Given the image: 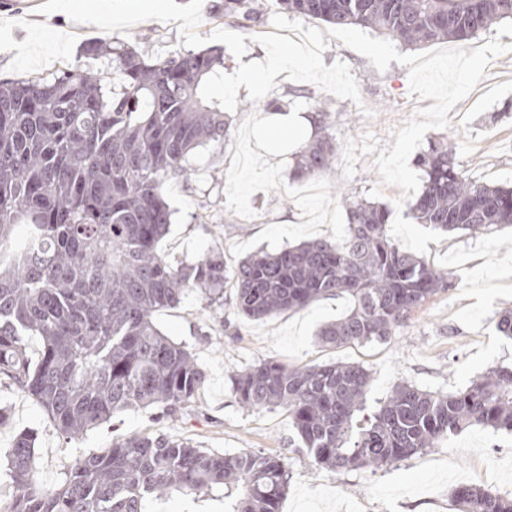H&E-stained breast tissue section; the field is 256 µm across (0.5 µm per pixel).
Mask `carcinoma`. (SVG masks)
Instances as JSON below:
<instances>
[{
	"mask_svg": "<svg viewBox=\"0 0 512 512\" xmlns=\"http://www.w3.org/2000/svg\"><path fill=\"white\" fill-rule=\"evenodd\" d=\"M292 13L338 28L376 31L408 46L464 44L504 19L512 0H277ZM224 16L257 19L252 0H224ZM110 54L106 71L68 67L51 78L0 83V376L12 380L67 439L120 411L151 408L172 417L189 408L207 373L186 347L154 323L190 293L211 308L233 306L259 319L346 295L350 309L318 332L339 347L384 342L416 308L454 285L450 272L403 250L388 233V207L341 193L347 234L225 266L218 253L174 265L158 251L173 212L161 187L184 175L196 148L224 141L218 100L200 89L224 71L213 51L148 58L135 46L91 44ZM320 135L303 146L294 181L325 174L336 160L329 104L317 103ZM420 192L407 202L418 224L484 233L512 224V187L463 176L451 142L415 159ZM29 237L12 245L17 225ZM41 339L31 365L26 338ZM370 371L356 363L288 367L276 361L231 377L248 410L281 407L313 463L376 469L404 460L467 428L512 432V365L443 394L398 384L366 414ZM37 437L8 449L14 495L6 512H146L173 493L224 489V512H279L287 462L262 452L214 453L184 439L132 434L90 454L54 489L34 479ZM461 512H512V497L462 485Z\"/></svg>",
	"mask_w": 512,
	"mask_h": 512,
	"instance_id": "obj_1",
	"label": "carcinoma"
}]
</instances>
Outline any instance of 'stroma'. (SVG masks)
Segmentation results:
<instances>
[{"label":"stroma","instance_id":"obj_1","mask_svg":"<svg viewBox=\"0 0 512 512\" xmlns=\"http://www.w3.org/2000/svg\"><path fill=\"white\" fill-rule=\"evenodd\" d=\"M259 4V22L245 27L225 16L224 0H204L201 36L224 29L247 38L242 57L225 52V73L265 54L256 38L273 32L272 19L281 8L276 0ZM108 39L140 40L155 58L185 50L174 22L151 20L108 32L74 23L62 12L40 14L32 0H0V81L49 77L67 66L86 65L85 46ZM322 57L328 66L337 60L349 65L360 102L329 97L314 84L282 74L266 101L280 102L281 112L308 120L317 101L329 100V132L337 144L334 169L299 183L289 181L294 156L311 134L303 128L288 145L271 144L263 131L276 126L280 112L265 110V101L249 103L247 88H239V106L227 115L223 144L198 148L188 157L185 175L162 187L174 215L159 249L171 262H193L218 251L232 267L257 251L277 253L324 235L343 239L346 216L339 193L344 189L394 207L401 191L381 184L374 161L392 132L423 106L409 92V69L394 62L378 72L368 58L335 38ZM508 65L512 53L492 57L482 81L449 112V127L424 137L428 143L452 142L460 172L477 182L512 185V82L500 73ZM426 258L452 272L455 285L430 298L406 328L385 342L342 347L318 342L319 329L349 309L344 295L263 320L238 315L229 304L210 308L195 293L157 312L158 328L191 350L207 373L196 403L173 418L156 419L150 409L126 410L69 440L31 397L1 379L0 406L8 417L0 422V503L9 504L13 494L6 450L24 430L37 436L36 479L45 488L57 486L78 458L111 447L113 441L163 432L216 453L252 450L285 459L290 479L279 512H459L451 495L457 485L507 494L512 489L511 433L469 428L376 471H336L314 465L285 409H243L232 391L231 375L262 361L288 366L351 362L372 374L367 405L373 408L400 382L447 393L467 387L490 368L512 365V340L495 328L496 312L512 306V227L445 236L429 243Z\"/></svg>","mask_w":512,"mask_h":512}]
</instances>
